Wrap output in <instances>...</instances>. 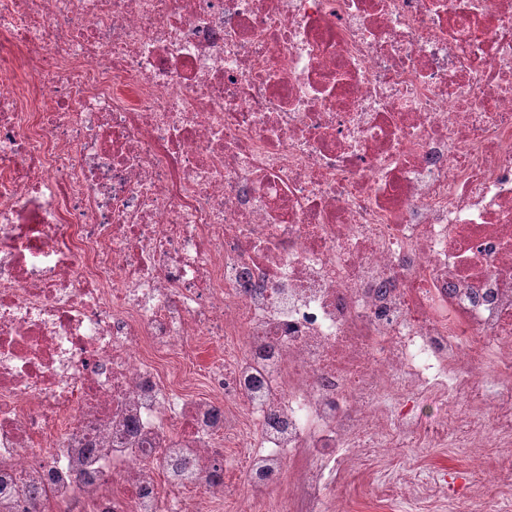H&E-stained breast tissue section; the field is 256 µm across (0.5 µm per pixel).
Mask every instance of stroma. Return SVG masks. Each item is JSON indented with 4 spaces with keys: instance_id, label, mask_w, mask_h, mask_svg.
Masks as SVG:
<instances>
[{
    "instance_id": "obj_1",
    "label": "stroma",
    "mask_w": 512,
    "mask_h": 512,
    "mask_svg": "<svg viewBox=\"0 0 512 512\" xmlns=\"http://www.w3.org/2000/svg\"><path fill=\"white\" fill-rule=\"evenodd\" d=\"M483 458L484 471L472 474L465 453L455 448H403L391 458L375 452L343 469L332 493L345 512H402L407 476L423 482L429 473L445 472L461 477L464 490L478 492L491 503L512 498V467L492 448L485 449Z\"/></svg>"
}]
</instances>
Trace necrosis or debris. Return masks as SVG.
Instances as JSON below:
<instances>
[{"label": "necrosis or debris", "instance_id": "1", "mask_svg": "<svg viewBox=\"0 0 512 512\" xmlns=\"http://www.w3.org/2000/svg\"><path fill=\"white\" fill-rule=\"evenodd\" d=\"M502 378L512 0H0V512H334Z\"/></svg>", "mask_w": 512, "mask_h": 512}]
</instances>
